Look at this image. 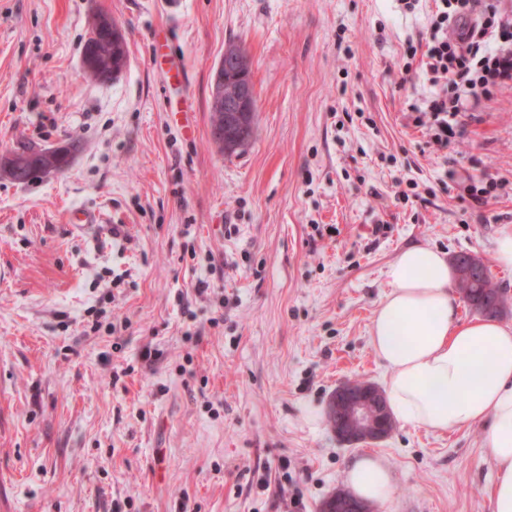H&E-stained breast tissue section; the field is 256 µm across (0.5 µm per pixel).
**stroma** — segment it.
<instances>
[{
  "mask_svg": "<svg viewBox=\"0 0 512 512\" xmlns=\"http://www.w3.org/2000/svg\"><path fill=\"white\" fill-rule=\"evenodd\" d=\"M432 6L0 0V155L79 144L62 173L0 174V512H281L293 494L318 512L365 452L394 476L376 512H492L487 423L347 445L327 420L338 386L389 377L369 330L401 250L481 256L512 325L495 254L512 226V81L433 144L412 112L433 89L401 71ZM100 12L128 55L107 83L82 62ZM231 43L258 112L227 157L209 105ZM454 174L496 179V199L473 207ZM75 207L119 237L68 224Z\"/></svg>",
  "mask_w": 512,
  "mask_h": 512,
  "instance_id": "35a3bbf8",
  "label": "stroma"
}]
</instances>
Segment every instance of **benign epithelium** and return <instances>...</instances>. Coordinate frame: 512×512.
I'll list each match as a JSON object with an SVG mask.
<instances>
[{"label": "benign epithelium", "mask_w": 512, "mask_h": 512, "mask_svg": "<svg viewBox=\"0 0 512 512\" xmlns=\"http://www.w3.org/2000/svg\"><path fill=\"white\" fill-rule=\"evenodd\" d=\"M92 29L97 39L107 33L115 41L122 34L120 26L110 17L96 19ZM246 65L245 52L232 46L224 50L216 69L213 96L223 107V116L213 131L214 139L220 143L224 142L225 126L251 122L256 116L258 100L252 80L245 74ZM452 262L467 272L484 268L482 259L475 254L457 255ZM327 417L336 435L350 444L380 440L393 428L384 396L376 386L366 382L339 386L330 399ZM321 512H375V508L338 491L326 499Z\"/></svg>", "instance_id": "obj_1"}]
</instances>
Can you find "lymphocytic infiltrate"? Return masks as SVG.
I'll return each mask as SVG.
<instances>
[{
  "mask_svg": "<svg viewBox=\"0 0 512 512\" xmlns=\"http://www.w3.org/2000/svg\"><path fill=\"white\" fill-rule=\"evenodd\" d=\"M421 66L436 87L424 108L434 128L432 139L447 147L455 138L456 118L470 100L491 86L512 80V19L489 0H434Z\"/></svg>",
  "mask_w": 512,
  "mask_h": 512,
  "instance_id": "f902f5d3",
  "label": "lymphocytic infiltrate"
}]
</instances>
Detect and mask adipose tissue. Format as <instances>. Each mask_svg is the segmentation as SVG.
I'll return each instance as SVG.
<instances>
[{
	"instance_id": "ef3b65f1",
	"label": "adipose tissue",
	"mask_w": 512,
	"mask_h": 512,
	"mask_svg": "<svg viewBox=\"0 0 512 512\" xmlns=\"http://www.w3.org/2000/svg\"><path fill=\"white\" fill-rule=\"evenodd\" d=\"M369 341L388 367L386 403L400 422L436 431L489 422L486 447L496 466L493 512H512V326L458 318L453 270L443 252L401 251L385 271ZM393 474L378 456L358 457L346 472L355 497L386 502Z\"/></svg>"
}]
</instances>
